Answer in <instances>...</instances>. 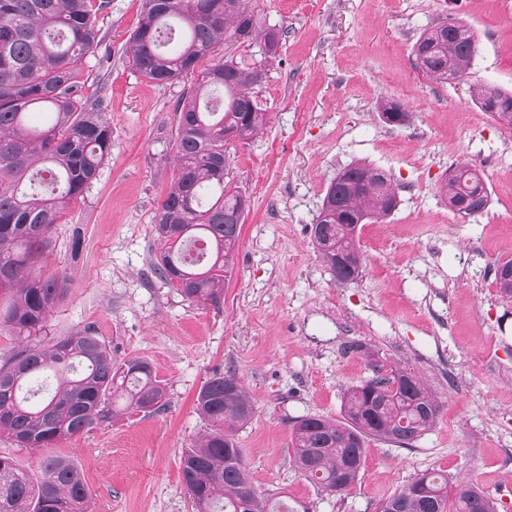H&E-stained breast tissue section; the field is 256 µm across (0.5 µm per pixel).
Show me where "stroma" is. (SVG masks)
I'll list each match as a JSON object with an SVG mask.
<instances>
[{
	"label": "stroma",
	"instance_id": "1",
	"mask_svg": "<svg viewBox=\"0 0 512 512\" xmlns=\"http://www.w3.org/2000/svg\"><path fill=\"white\" fill-rule=\"evenodd\" d=\"M249 5L282 30V47L268 62L259 45L225 47L244 65L265 62L257 92L268 124L229 147L230 184L250 209L224 301L203 310L149 272L182 87L151 85L126 65L142 0H112L104 20L112 57L81 65L105 78L112 153L55 227L42 272L66 274L71 286L50 333L94 324L114 360L152 364L167 405L51 449L0 438V455L34 476L47 456L68 457L86 479L87 512H193L179 463L204 430L195 398L213 374L232 370L256 405L236 435L256 492L283 491L298 512H377L412 477L439 469L512 512V299L501 298L494 276L498 261L512 259V126L470 96L476 84L512 91V0ZM448 17L471 27L479 51L446 85L416 68L412 48ZM384 98L411 113L408 125L382 120ZM463 161L490 198L466 220L439 193L449 167ZM356 162L390 175L399 204L359 225L363 272L340 282L320 261L311 226L330 181ZM378 365L421 377L440 414L409 446L368 442L355 484L322 492L289 461L292 425L305 415L342 420L345 392Z\"/></svg>",
	"mask_w": 512,
	"mask_h": 512
}]
</instances>
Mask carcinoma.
I'll return each mask as SVG.
<instances>
[{"mask_svg":"<svg viewBox=\"0 0 512 512\" xmlns=\"http://www.w3.org/2000/svg\"><path fill=\"white\" fill-rule=\"evenodd\" d=\"M111 0H0V296L9 305L0 327L24 345L0 364V434L19 448H52L119 413H156L166 405V387L152 365L132 357L112 360L111 348L87 324L51 336L48 321L70 288L65 275L47 277L35 267L49 252L52 232L67 206L83 197L112 153V127L102 81L85 93L79 64L97 56L106 41L99 16ZM227 42H258L274 59L282 35L265 27L247 0H143L125 49L128 65L155 86L183 84L175 108V176L154 215L160 244L151 273L198 304L218 306L234 270L246 208L243 195L226 190L230 167L224 134L249 141L267 125V112L253 89L261 70L227 55L212 58ZM477 41L467 25L442 21L414 44L416 66L446 84L472 67ZM473 101L499 118L512 111V92L476 85ZM50 111L36 129L28 115ZM383 119L411 116L383 100ZM448 207L486 209L489 193L467 163L453 167L439 187ZM391 178L365 163H351L328 185L311 226L314 246L339 281L358 276L363 253L348 228L375 223L398 205ZM499 291L512 298V260L495 267ZM204 433L180 458L184 486L194 512H296L280 493L258 494L238 448L236 432L255 416L241 379L229 371L213 375L196 396ZM344 421L303 416L292 428L291 460L317 488L341 493L358 479L371 440L409 445L435 423L440 404L426 384L403 368L376 375L349 389ZM82 471L68 458L52 456L33 478L0 455V512H86ZM397 512H497L496 503L470 484L448 495V478L416 475L379 509Z\"/></svg>","mask_w":512,"mask_h":512,"instance_id":"1","label":"carcinoma"}]
</instances>
